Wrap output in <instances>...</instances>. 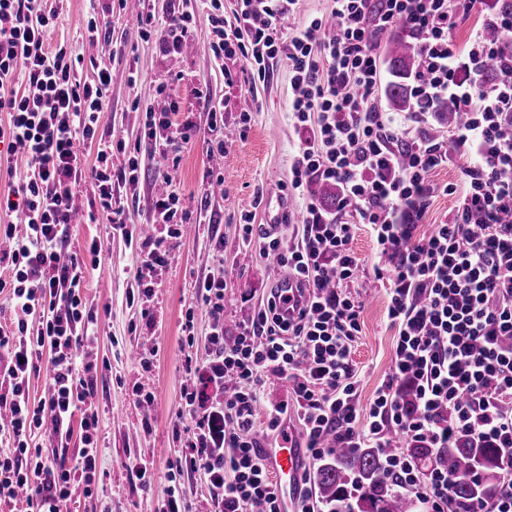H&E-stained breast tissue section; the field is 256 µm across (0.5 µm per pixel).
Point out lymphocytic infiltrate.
Instances as JSON below:
<instances>
[{
    "instance_id": "f902f5d3",
    "label": "lymphocytic infiltrate",
    "mask_w": 512,
    "mask_h": 512,
    "mask_svg": "<svg viewBox=\"0 0 512 512\" xmlns=\"http://www.w3.org/2000/svg\"><path fill=\"white\" fill-rule=\"evenodd\" d=\"M211 39L206 51L216 62L241 58L243 71L266 78L271 62L287 60L292 74L295 129L304 139L291 164L288 189L304 201L301 237L255 236L240 227L242 246L257 248L288 267L299 299L270 289L262 309L224 336L223 271L196 280L197 296L210 313L206 336L211 361L187 364L177 418L193 419L176 471L202 472L215 512H281L251 434L257 414L281 433L296 414L312 457L331 452V442L348 448L366 443L383 449L384 469L397 487L415 496L425 512H447L451 479L441 468L422 469L411 450L450 448L458 437L512 453V65L492 88L472 75L496 57V48L475 32L465 53L449 34L459 14L479 10L482 0H330L326 15L305 28L283 26L298 0H236L225 15L222 0H209ZM194 0H169L167 33L153 35V18H141L143 40H156L160 54H181L192 36ZM56 13L43 0H0V145L22 154L30 169L6 196L0 211L16 214L24 226L0 232L14 246L11 271L0 278L14 316L0 327V501H20V512H63L75 491L96 489L99 410L93 402L97 363L88 348L96 341L97 318L82 293L87 252L63 254L56 243L75 218L80 187L92 182L99 211L118 225L129 248L140 252L138 279L161 271L165 237L178 236L185 221L176 193L153 199L149 223L155 237L140 239L129 226L122 191L136 192L141 155L124 144L97 138L108 110L112 74L100 70L83 79L64 46L46 44ZM402 27L419 49L420 70L412 82L417 97L451 99L468 119L454 146L413 140L375 103L380 79L378 31ZM21 74L23 91L8 89ZM191 121L173 125L168 113L146 112L139 138L153 145L189 141ZM96 148L87 166L79 143ZM409 146L400 155L399 143ZM123 153L113 164L115 153ZM467 158L462 186L447 222L414 239L428 194L429 173L450 156ZM317 181L337 183L336 210L310 192ZM350 210L353 221L341 220ZM18 223V224H19ZM369 225L381 262L373 268L389 279L388 325L395 332L392 368L367 410L358 403L359 380L352 342L361 331V304L350 290L358 273L352 250L355 224ZM50 370L45 398L31 401L28 385L38 363ZM233 375L222 401L207 404L204 389ZM292 384V402L265 404L268 376ZM59 438L73 426L83 446L74 465L32 448L28 440L45 424ZM403 446L389 451L391 435Z\"/></svg>"
}]
</instances>
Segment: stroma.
Here are the masks:
<instances>
[{"label": "stroma", "mask_w": 512, "mask_h": 512, "mask_svg": "<svg viewBox=\"0 0 512 512\" xmlns=\"http://www.w3.org/2000/svg\"><path fill=\"white\" fill-rule=\"evenodd\" d=\"M167 5V0H112L111 11L98 16L101 36L92 41L86 36L87 23L94 17L92 0H47L48 8L58 14L49 44L64 45L77 57L85 78H94L105 67L112 73L109 111L97 131L99 137L124 141L126 149H134L145 108L162 112L174 101L180 106L174 122L189 118L195 125L189 142L168 147L165 177L146 169L138 196L124 202L135 224L147 222L154 198L172 191L187 213L180 237L166 245L167 263L144 301L129 300L137 287L139 256L106 219L85 221L95 207L91 185H83L75 199L79 215L68 225L61 247L78 251L94 240L103 245L100 264L85 271L83 289L98 315L93 354L108 366L99 370L93 385L99 409L98 495L90 499L75 493L64 512H161L173 482L180 488L186 512H213L201 472L169 471L170 461L183 451L175 433V412L186 362L203 364L211 358L205 339L210 315L201 306L194 283L225 267L224 329L226 335H234L238 324L254 316L267 288L281 279L275 261L241 245V216H251L260 226L269 214L282 213L292 240L303 220L302 200L285 190L301 140L294 127L287 60L274 64L266 80L244 73L237 84L225 85L205 51L211 23L204 0L192 20L194 51L163 56L141 40L138 16L151 12L163 17ZM161 84L171 85L170 95L157 94ZM215 108L223 109L225 127L235 131L220 155L210 151L215 134L208 113ZM465 164V159L454 157L431 171V192L415 229L417 236H427L434 225L447 221L454 199L446 188L461 183ZM219 240L224 243L220 252L215 249ZM353 250L359 278L351 291L363 307L362 331L351 358L359 373V402L365 407L390 372L395 339L386 324L390 283L373 276L376 246L366 225H358ZM145 308L152 319L142 318ZM189 319L195 334L191 344L185 332ZM143 356L149 369L139 364ZM137 382L153 392L150 406L135 400L132 387ZM138 462L147 465L146 477L137 475Z\"/></svg>", "instance_id": "obj_1"}]
</instances>
